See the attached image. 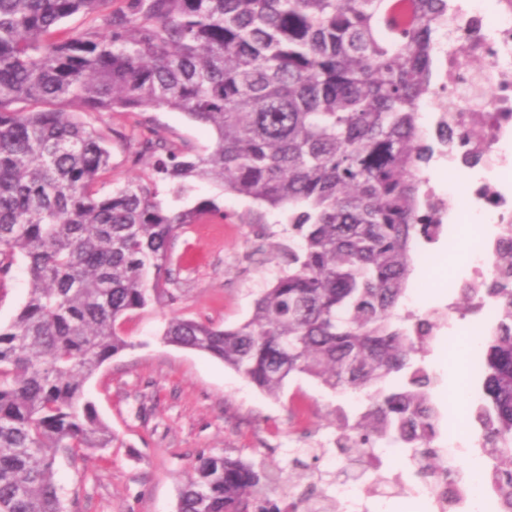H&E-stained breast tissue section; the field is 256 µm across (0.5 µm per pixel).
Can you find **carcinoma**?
<instances>
[{
	"mask_svg": "<svg viewBox=\"0 0 512 512\" xmlns=\"http://www.w3.org/2000/svg\"><path fill=\"white\" fill-rule=\"evenodd\" d=\"M0 0V280L21 260L27 300L0 325V512H67L57 458L112 447L116 436L84 385L132 347L129 314L171 304V244L214 200L185 201L200 182L287 213L284 272L245 322L223 328L171 319L166 343L206 353L271 396L304 374L363 395L327 448H295L288 466L229 455L200 458L178 512H338L328 488L375 448H403L420 479L460 481L444 468L433 378L422 364L441 313L399 312L413 244L436 241L420 195L434 149L422 104L448 99L434 80L448 38V0ZM78 17L80 27L65 23ZM181 112L214 134L197 151L159 134L149 112ZM83 112L144 115L132 134L85 125ZM151 161L145 180L101 192L108 143ZM168 199L160 198L159 186ZM498 277L460 289L457 312L499 307L480 337L482 397L469 415L512 512V241ZM403 381L383 387L393 374ZM310 478L296 494L293 472Z\"/></svg>",
	"mask_w": 512,
	"mask_h": 512,
	"instance_id": "obj_1",
	"label": "carcinoma"
}]
</instances>
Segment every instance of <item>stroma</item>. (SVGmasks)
I'll return each mask as SVG.
<instances>
[{
  "instance_id": "stroma-1",
  "label": "stroma",
  "mask_w": 512,
  "mask_h": 512,
  "mask_svg": "<svg viewBox=\"0 0 512 512\" xmlns=\"http://www.w3.org/2000/svg\"><path fill=\"white\" fill-rule=\"evenodd\" d=\"M154 127L196 150L213 141L212 132L179 112H158ZM196 198H217L226 218L188 226L171 245L174 286L172 306L134 313L123 329L133 348L114 356L85 385V397L99 418L118 436L115 448L60 459L56 480L73 512H177L182 476L199 456L231 454L258 462L283 464L290 448H315L334 437L341 414L356 416L366 400L337 394L316 380L298 375L273 397L250 384L223 361L205 353L165 344L160 334L170 318L237 326L252 315L254 302L286 269L274 252L287 242L288 227L276 213L257 208L208 183ZM484 226L444 229L432 244L417 242L406 311L444 309L458 299L456 280L466 265L468 243L485 235ZM29 291L23 265H15L0 283V324L18 313ZM440 325L423 364L434 379L432 404L439 410L440 442L478 437L477 426L463 427L462 387L479 389L468 368L466 349L452 345ZM404 459L383 454L374 478L385 481L384 497L371 498L374 512L403 506L404 512H435L433 499L410 484L386 482L388 473L405 468Z\"/></svg>"
}]
</instances>
